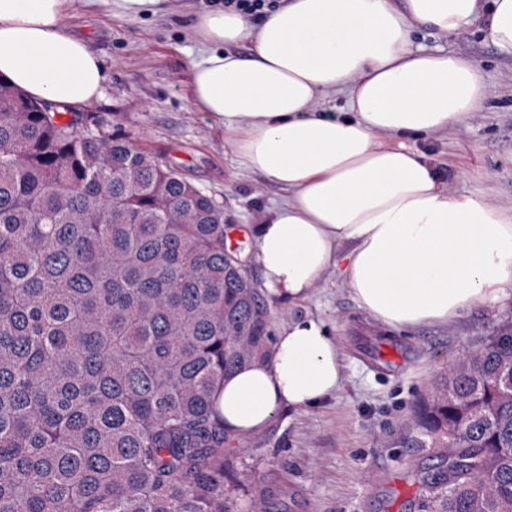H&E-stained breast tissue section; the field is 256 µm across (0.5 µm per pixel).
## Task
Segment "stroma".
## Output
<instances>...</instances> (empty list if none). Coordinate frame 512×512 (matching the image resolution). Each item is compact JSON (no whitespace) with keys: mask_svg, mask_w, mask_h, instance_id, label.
<instances>
[{"mask_svg":"<svg viewBox=\"0 0 512 512\" xmlns=\"http://www.w3.org/2000/svg\"><path fill=\"white\" fill-rule=\"evenodd\" d=\"M188 6V0H168L167 16L130 18L116 14L109 0H74L65 22L106 68L104 94L87 106L102 117L104 135L121 128L222 200L230 229L248 241L285 193L241 167L223 125L193 106L190 63L198 51ZM414 44L477 60L493 89L480 112L417 140V148L436 159L441 173H452L451 189L484 195L511 212L512 60L475 25L450 35L422 28ZM266 303L276 333L298 318L323 320L346 372L331 398L283 409L250 440L229 495L243 502L266 493L272 512H414L415 504L426 503L429 492L417 474L437 464V453L411 447L409 424L449 364L512 322V288L448 323L400 332L374 322L333 268L308 300L288 304L270 297Z\"/></svg>","mask_w":512,"mask_h":512,"instance_id":"1","label":"stroma"}]
</instances>
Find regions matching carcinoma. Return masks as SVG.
Masks as SVG:
<instances>
[{"mask_svg": "<svg viewBox=\"0 0 512 512\" xmlns=\"http://www.w3.org/2000/svg\"><path fill=\"white\" fill-rule=\"evenodd\" d=\"M91 112L0 79V512L242 506L215 396L272 345L224 204ZM434 512H512V330L439 377Z\"/></svg>", "mask_w": 512, "mask_h": 512, "instance_id": "cac0c4a2", "label": "carcinoma"}]
</instances>
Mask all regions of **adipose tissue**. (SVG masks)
<instances>
[{"mask_svg":"<svg viewBox=\"0 0 512 512\" xmlns=\"http://www.w3.org/2000/svg\"><path fill=\"white\" fill-rule=\"evenodd\" d=\"M66 0H0V78L27 97L75 108L107 74L63 22ZM482 24L512 57V0H285L260 24L208 7L193 29L192 102L221 122L245 167L286 191L254 231V261L276 299H307L337 268L359 305L389 328L448 321L512 288V215L449 190L418 139L465 121L490 97L481 67L416 48L430 27ZM250 47L248 57L233 53ZM342 114L314 111L336 91ZM345 373L328 326L282 328L267 359L224 379L228 431H265L284 407H314Z\"/></svg>","mask_w":512,"mask_h":512,"instance_id":"ef3b65f1","label":"adipose tissue"}]
</instances>
